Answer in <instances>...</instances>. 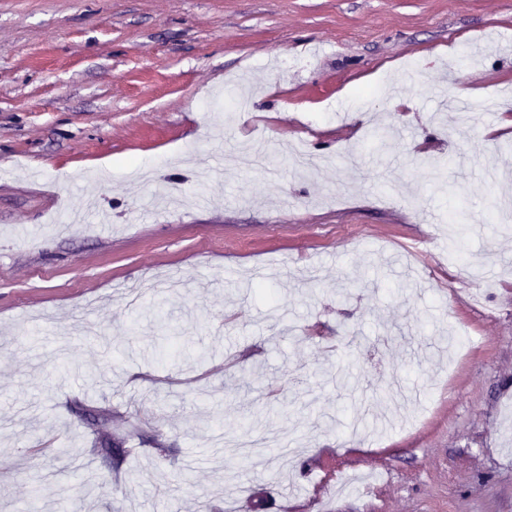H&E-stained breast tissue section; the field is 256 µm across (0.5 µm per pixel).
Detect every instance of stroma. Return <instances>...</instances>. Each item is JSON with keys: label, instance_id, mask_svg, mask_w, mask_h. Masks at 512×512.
Returning a JSON list of instances; mask_svg holds the SVG:
<instances>
[{"label": "stroma", "instance_id": "obj_1", "mask_svg": "<svg viewBox=\"0 0 512 512\" xmlns=\"http://www.w3.org/2000/svg\"><path fill=\"white\" fill-rule=\"evenodd\" d=\"M506 90L512 0H0V512H512Z\"/></svg>", "mask_w": 512, "mask_h": 512}]
</instances>
